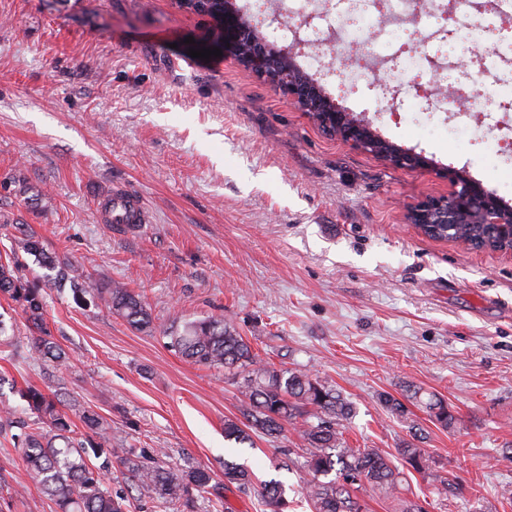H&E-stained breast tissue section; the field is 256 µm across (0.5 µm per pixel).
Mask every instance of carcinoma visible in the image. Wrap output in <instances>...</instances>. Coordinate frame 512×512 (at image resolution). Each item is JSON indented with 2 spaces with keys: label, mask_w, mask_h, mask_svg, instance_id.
Returning a JSON list of instances; mask_svg holds the SVG:
<instances>
[{
  "label": "carcinoma",
  "mask_w": 512,
  "mask_h": 512,
  "mask_svg": "<svg viewBox=\"0 0 512 512\" xmlns=\"http://www.w3.org/2000/svg\"><path fill=\"white\" fill-rule=\"evenodd\" d=\"M16 246L26 253L40 255L42 264L54 272L58 287L101 303L138 330H152V319L140 295L120 283L103 284L89 276L74 274L65 262L45 254L36 233L27 224L13 225ZM473 231L469 224H456L447 232L441 224L428 236L442 239L451 235L466 239ZM0 292L23 306L36 329L43 330V294L39 286L21 273L18 259L0 264ZM169 345L196 365L222 367L232 377L240 376L239 390L246 398L243 420L224 421V435L241 444L253 445L252 434L279 435L284 424H300L298 433L308 445L304 467L312 475L309 497L314 512H368L367 504L355 491L365 485L399 501L402 512H424L416 501L402 496L403 472L393 455L377 448H351L343 439L341 427L352 413V403L338 389L302 370L281 371L257 360L238 330L222 318L173 324L168 331ZM28 352L36 360L48 362L61 372L70 365L66 351L50 336H32ZM22 410L6 409L0 417V433L11 432L21 449L28 478L53 501L59 512H129L127 499L112 495L104 476L112 469V425L86 408L78 410L86 427L75 436L65 400L58 392L29 386L21 394ZM430 416L446 428L453 420L447 403L432 395L426 402ZM405 464L420 473L427 468L423 449L406 444L397 449ZM118 461L131 474L138 499L181 501L193 506L194 493L212 481L204 468L190 467L174 473L159 465H148L133 449ZM334 474L321 481L319 477ZM224 481L242 492L254 491L271 512H283L285 489L275 479L254 486L251 472L233 461L224 462Z\"/></svg>",
  "instance_id": "1"
}]
</instances>
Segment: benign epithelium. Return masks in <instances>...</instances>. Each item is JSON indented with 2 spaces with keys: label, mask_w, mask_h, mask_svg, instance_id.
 Masks as SVG:
<instances>
[{
  "label": "benign epithelium",
  "mask_w": 512,
  "mask_h": 512,
  "mask_svg": "<svg viewBox=\"0 0 512 512\" xmlns=\"http://www.w3.org/2000/svg\"><path fill=\"white\" fill-rule=\"evenodd\" d=\"M232 4L233 0H224V20L218 22L221 42L230 45L238 59L253 66L274 89L288 95L326 135L370 153L396 169L412 171L428 166L422 154L378 135L369 121L342 108L325 94L296 61L301 55L302 41L283 46L268 42L254 20L243 11L232 10ZM469 67L470 60L462 57L455 66L456 75L450 79L440 69L432 71V84L437 87L448 82V99L461 109L485 97L468 72ZM439 175L448 180V195L427 197L409 206L407 223L422 232L431 224H478L481 232L476 242L468 241L465 246L484 250V243L495 241L500 244L498 251L512 253V207L464 170L448 166Z\"/></svg>",
  "instance_id": "obj_1"
}]
</instances>
